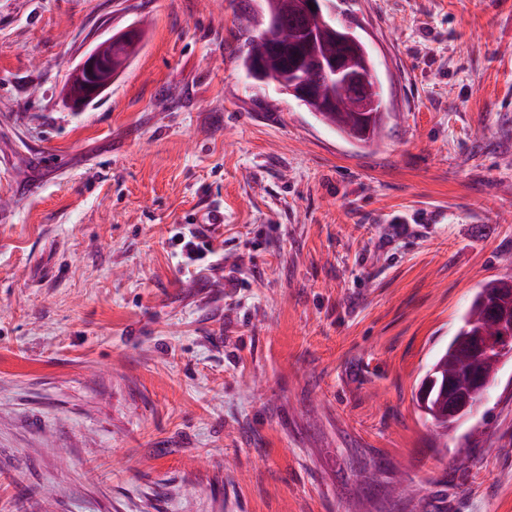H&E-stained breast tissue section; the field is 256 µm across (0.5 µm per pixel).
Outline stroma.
<instances>
[{"label":"stroma","mask_w":512,"mask_h":512,"mask_svg":"<svg viewBox=\"0 0 512 512\" xmlns=\"http://www.w3.org/2000/svg\"><path fill=\"white\" fill-rule=\"evenodd\" d=\"M260 5L0 0V512H512V361L446 447L415 400L512 277V0H340L370 150L247 75ZM114 77L112 60L103 57L96 45L84 54L70 74L66 97L68 103L74 110H80L106 90ZM175 242L177 246H181V251L186 255V259L193 262L202 260L207 255V251L212 249L211 243L201 240L198 234L191 235L187 239L185 236H178Z\"/></svg>","instance_id":"35a3bbf8"}]
</instances>
